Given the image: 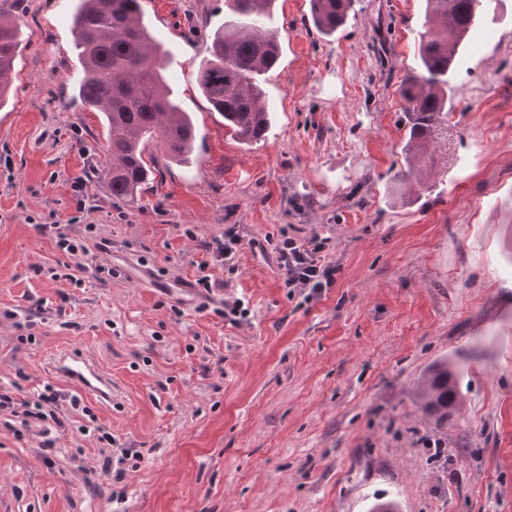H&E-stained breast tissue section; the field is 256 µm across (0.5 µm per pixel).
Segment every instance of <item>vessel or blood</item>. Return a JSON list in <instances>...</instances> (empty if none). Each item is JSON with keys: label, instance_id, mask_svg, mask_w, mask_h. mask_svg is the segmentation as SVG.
<instances>
[{"label": "vessel or blood", "instance_id": "1", "mask_svg": "<svg viewBox=\"0 0 512 512\" xmlns=\"http://www.w3.org/2000/svg\"><path fill=\"white\" fill-rule=\"evenodd\" d=\"M49 370L61 383L76 387L100 406L111 407L112 374L84 352L72 347L57 349Z\"/></svg>", "mask_w": 512, "mask_h": 512}]
</instances>
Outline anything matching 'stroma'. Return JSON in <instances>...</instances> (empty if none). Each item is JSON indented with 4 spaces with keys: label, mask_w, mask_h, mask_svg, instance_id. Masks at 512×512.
Returning a JSON list of instances; mask_svg holds the SVG:
<instances>
[{
    "label": "stroma",
    "mask_w": 512,
    "mask_h": 512,
    "mask_svg": "<svg viewBox=\"0 0 512 512\" xmlns=\"http://www.w3.org/2000/svg\"><path fill=\"white\" fill-rule=\"evenodd\" d=\"M144 5L199 139L188 165L150 143L153 177L124 202L96 174L100 114L73 94L71 0L18 3L25 47L0 107V383L65 398L52 448L43 423L0 411V512H367L376 497L512 512V0H493L459 53L423 186L397 174L424 0H354L332 39L309 0H277L272 122L249 147L198 89L224 0ZM53 223L86 247L80 284L49 274L71 261L38 230ZM231 224L227 267L204 245ZM315 234L337 271L309 300L278 249ZM204 274L214 293L186 304L179 282ZM228 297L245 316L224 318ZM61 345L111 371V408L45 373ZM442 357L461 378L439 427L414 391ZM104 432L131 453L123 477Z\"/></svg>",
    "instance_id": "35a3bbf8"
}]
</instances>
